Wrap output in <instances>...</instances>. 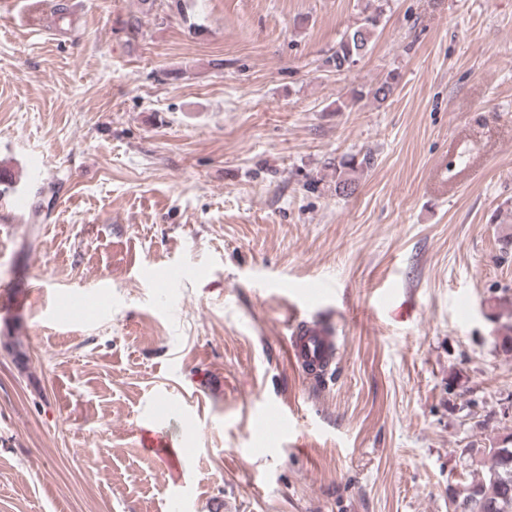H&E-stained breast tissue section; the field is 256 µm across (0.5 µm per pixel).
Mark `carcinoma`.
Returning a JSON list of instances; mask_svg holds the SVG:
<instances>
[{"label":"carcinoma","mask_w":512,"mask_h":512,"mask_svg":"<svg viewBox=\"0 0 512 512\" xmlns=\"http://www.w3.org/2000/svg\"><path fill=\"white\" fill-rule=\"evenodd\" d=\"M383 14L382 5L365 6L361 22L344 32L326 60L338 73L348 71L373 47L374 36ZM395 77L387 75L368 91L354 90L350 99L337 109L347 108L367 96L377 103L386 102L394 93ZM374 165V156L365 152L336 162V195L348 197L357 189L358 173ZM490 464H478L470 471L471 480L462 496L455 501L454 512H512V434L483 450Z\"/></svg>","instance_id":"obj_1"}]
</instances>
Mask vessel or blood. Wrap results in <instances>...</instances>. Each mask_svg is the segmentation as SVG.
Wrapping results in <instances>:
<instances>
[{
    "mask_svg": "<svg viewBox=\"0 0 512 512\" xmlns=\"http://www.w3.org/2000/svg\"><path fill=\"white\" fill-rule=\"evenodd\" d=\"M287 349L308 385L319 387L338 360L339 338L333 322L291 319Z\"/></svg>",
    "mask_w": 512,
    "mask_h": 512,
    "instance_id": "b4317fda",
    "label": "vessel or blood"
}]
</instances>
